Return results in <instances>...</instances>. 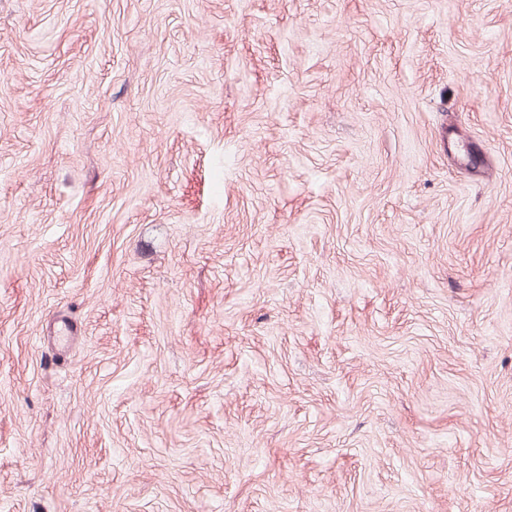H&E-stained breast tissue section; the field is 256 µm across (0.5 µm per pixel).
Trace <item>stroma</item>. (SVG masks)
<instances>
[{"mask_svg": "<svg viewBox=\"0 0 512 512\" xmlns=\"http://www.w3.org/2000/svg\"><path fill=\"white\" fill-rule=\"evenodd\" d=\"M0 512H512V0H0Z\"/></svg>", "mask_w": 512, "mask_h": 512, "instance_id": "35a3bbf8", "label": "stroma"}]
</instances>
